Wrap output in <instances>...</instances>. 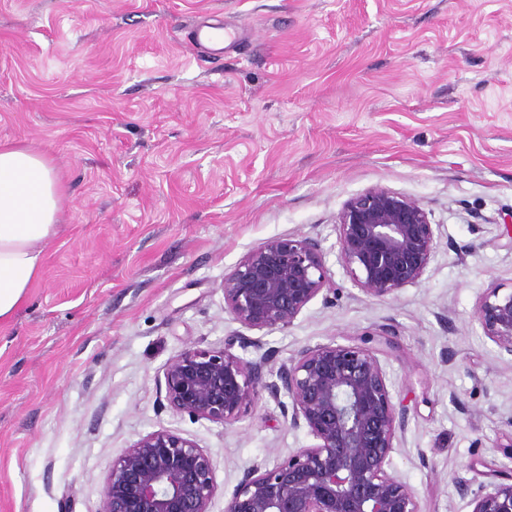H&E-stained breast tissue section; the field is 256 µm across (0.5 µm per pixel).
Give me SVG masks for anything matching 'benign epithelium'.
Returning a JSON list of instances; mask_svg holds the SVG:
<instances>
[{
    "label": "benign epithelium",
    "instance_id": "obj_1",
    "mask_svg": "<svg viewBox=\"0 0 512 512\" xmlns=\"http://www.w3.org/2000/svg\"><path fill=\"white\" fill-rule=\"evenodd\" d=\"M339 259L364 293L385 299L422 279L435 228L413 198L384 186L352 197L336 224ZM332 281L318 240L271 239L224 275V309L250 329L293 322ZM475 317L501 356L512 357V289L491 283ZM361 338L307 346L275 370L226 348H190L162 368L168 408L225 427L254 401L256 389L288 396L289 425L315 443L272 467L249 469L224 499V512H420L409 484L390 471L408 415L394 401L379 354ZM218 491L210 455L195 441L160 429L112 462L101 512H210ZM472 512H512V482L493 483Z\"/></svg>",
    "mask_w": 512,
    "mask_h": 512
}]
</instances>
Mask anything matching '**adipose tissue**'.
<instances>
[{
    "label": "adipose tissue",
    "instance_id": "obj_1",
    "mask_svg": "<svg viewBox=\"0 0 512 512\" xmlns=\"http://www.w3.org/2000/svg\"><path fill=\"white\" fill-rule=\"evenodd\" d=\"M62 187L50 159L0 142V326L8 324L41 275L60 230Z\"/></svg>",
    "mask_w": 512,
    "mask_h": 512
}]
</instances>
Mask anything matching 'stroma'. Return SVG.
I'll return each mask as SVG.
<instances>
[{
	"label": "stroma",
	"instance_id": "1",
	"mask_svg": "<svg viewBox=\"0 0 512 512\" xmlns=\"http://www.w3.org/2000/svg\"><path fill=\"white\" fill-rule=\"evenodd\" d=\"M203 23L240 40L200 53ZM0 141L51 156L64 186L42 274L0 327V512H100L120 449L161 428L204 448L225 492L313 444L285 396L230 427L173 413L157 377L195 346L276 367L388 333L408 410L391 467L421 512H471L512 469V359L475 317L512 285V0H0ZM375 185L437 226L420 283L388 299L336 243ZM301 235L335 292L243 327L225 273Z\"/></svg>",
	"mask_w": 512,
	"mask_h": 512
}]
</instances>
